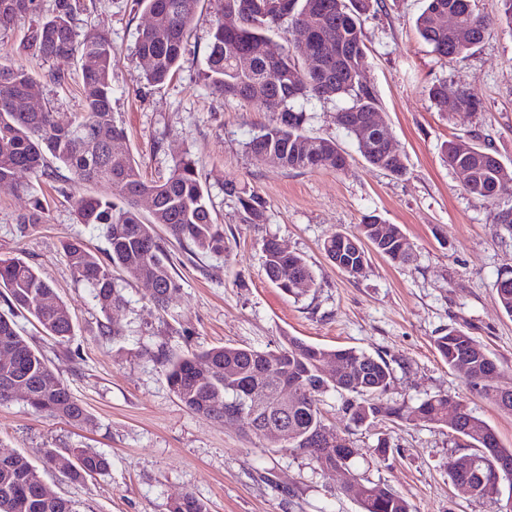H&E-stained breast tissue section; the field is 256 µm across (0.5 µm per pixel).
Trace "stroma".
Segmentation results:
<instances>
[{
  "label": "stroma",
  "mask_w": 512,
  "mask_h": 512,
  "mask_svg": "<svg viewBox=\"0 0 512 512\" xmlns=\"http://www.w3.org/2000/svg\"><path fill=\"white\" fill-rule=\"evenodd\" d=\"M54 0H37L36 13L0 33V49L24 65L37 84L38 106L74 113L82 108L77 62L17 54L20 41ZM221 0H201L180 65L162 85L147 84L137 54L139 29L149 21L133 0H80L78 35L106 33L114 48L112 110L126 130L116 150L133 155L150 179L166 176L176 159L195 160L223 224L226 249L214 256L169 243L180 292L157 309L145 282H123L125 303L103 314L63 258V240L79 238L96 254L107 242L78 223L77 197L96 187L65 168L50 175L19 173L0 188V256L19 257L57 290L73 320L64 346L44 336L28 314L19 331L39 349L90 414V424L35 414L23 397L0 404V451L22 453L37 465L54 495L78 512H168L172 500L192 494L208 512H362L341 492V474L290 448H271L245 425L187 409L170 389L165 358L219 345L259 350L295 336L329 349L354 348L386 359L392 382L383 400L413 405L437 394L463 403L512 448V414L477 394L450 369L434 340L454 326L482 343L512 370V317L500 307L496 281L512 269V234L491 224L489 203L469 195L442 155L446 141L476 134L512 162V30L494 25L465 58L433 52L414 21L423 0H379L362 22L368 64L363 80L382 107L386 132L404 156L406 173L392 176L367 164L355 141L336 123V100L305 102L308 135L336 142L344 170L292 169L258 160L247 144L269 116L213 94L204 79L211 24ZM64 71L65 82L55 74ZM465 89L484 109L459 120L429 99L432 85ZM257 191L265 221L247 224L227 182ZM36 223H25L29 214ZM376 214L399 225L414 255L401 266L371 255L350 276L322 250L340 230ZM275 239L303 256L317 286L294 299L267 280L262 243ZM336 392L323 395L325 424L361 447L355 466L369 481L404 498L413 512H512V481L497 503L472 497L448 475V461L464 451L450 426L387 419L354 425ZM388 454H372L378 442ZM91 448L109 469L83 482L43 465L44 449Z\"/></svg>",
  "instance_id": "stroma-1"
}]
</instances>
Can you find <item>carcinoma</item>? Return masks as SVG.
Masks as SVG:
<instances>
[{
  "label": "carcinoma",
  "instance_id": "cac0c4a2",
  "mask_svg": "<svg viewBox=\"0 0 512 512\" xmlns=\"http://www.w3.org/2000/svg\"><path fill=\"white\" fill-rule=\"evenodd\" d=\"M35 2L0 0V30L34 12ZM199 2L136 0L150 17L137 43L139 57L150 59L144 73L148 83H164L178 66ZM373 6L374 0H224L212 23L205 79L218 95L270 114L261 133L248 142L257 159L271 155L291 168L344 169V152L331 140L307 135L306 111L297 106L298 101L312 98L344 99L336 123L349 134L358 125L372 129L366 144L356 143L361 157L393 176L405 174V158L387 152L376 137L381 109L374 89L361 80L367 64L362 22ZM76 9V0H55L52 15L38 21L20 47L59 62L78 59L82 111L66 114L48 107L33 111L29 106L35 88L31 74L20 66L0 63V187L15 186L21 171L45 173L49 156L77 180L107 187L104 195L81 196L74 202L77 221L97 228L106 239L107 260H101L78 238L61 243L63 256L101 312L125 302L118 272L136 280H154L157 296L153 302L164 309L180 292L181 284L171 272L169 254L155 232L156 225H162L179 243L214 255L224 253V227L214 222L210 197L194 160L182 157L167 177L152 180L144 176L133 156L110 155L107 140L124 137L112 112L114 49L111 39L101 32L77 39ZM226 15L237 18L235 27L224 26ZM443 15L448 22H441ZM415 26L433 52L463 59L483 41L490 23L474 12L472 0H425ZM275 30L295 31L301 38L288 41L273 54H257L250 67H240L238 56L270 42L269 33ZM327 42L340 48L331 59L323 53ZM429 94L440 108L448 106V96H453L455 112L462 119L483 108L477 96L466 90L452 91L444 83L433 85ZM443 156L451 167L464 163L470 168L472 179L465 187L468 194L487 201L512 195V166L476 137L458 136L447 142ZM226 191L236 196L246 223L264 222L266 203L259 194L234 185ZM146 198L152 199L153 209L143 207ZM323 251L333 262L341 259L343 271L349 275L367 262L371 251L402 265L411 260L401 228L386 224L376 214L366 216L354 231L336 232L324 241ZM263 252L265 275L282 285L285 294L299 299L316 288L314 272L302 256L280 250L271 239L263 243ZM0 291L6 294L10 308L31 315L55 344L69 341L70 313L51 283L32 266L18 258L1 260ZM496 295L502 309L512 316V272L498 277ZM13 316L12 312L0 314V348L14 354L13 363L0 366V404L12 400L3 386L7 381L37 414L76 424L90 421L86 409L44 355L19 333ZM435 346L471 387L512 414V387L494 383L504 371L482 344L450 327L435 339ZM329 361L336 364L332 378L320 374V366ZM204 364L212 365L208 379L197 376V368ZM166 380L189 410L216 420L242 421L258 440L271 447L302 450L320 465L345 461L350 466L359 455L349 436L323 422L321 397L330 390L341 395L342 411L357 426L380 416L448 423L446 395L412 407L383 403L392 381V368L383 358L353 348L328 349L294 336L283 337L274 349L222 345L168 358ZM285 383L296 391V399L286 407L279 400ZM451 429L469 449L448 461L451 480L471 481L474 497L496 501L495 471L500 460L512 459V450L500 447L493 429L464 405ZM66 460L68 464L60 472L74 482L109 467L104 455L88 448L70 449ZM39 482L38 471L26 456L17 453L1 463L0 512H76L69 500L39 498ZM342 491L355 496L363 512H411L405 499L381 485L364 483L357 473ZM169 512L207 509L193 495L184 494L170 503Z\"/></svg>",
  "mask_w": 512,
  "mask_h": 512
}]
</instances>
